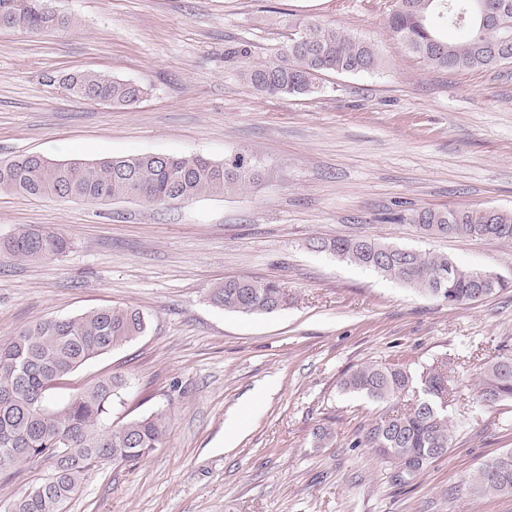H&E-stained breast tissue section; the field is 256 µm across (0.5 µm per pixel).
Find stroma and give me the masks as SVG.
<instances>
[{"instance_id":"stroma-1","label":"stroma","mask_w":512,"mask_h":512,"mask_svg":"<svg viewBox=\"0 0 512 512\" xmlns=\"http://www.w3.org/2000/svg\"><path fill=\"white\" fill-rule=\"evenodd\" d=\"M392 4L56 0L77 26L0 32V158L243 154L259 173L236 195L167 209L0 194V242L48 224L69 243L41 262L0 253V344L40 320L138 308L146 334L85 365L56 401L118 375L113 423L170 417L161 448L132 467L98 465L67 512H512V494L469 488L482 462L512 449V401L484 405L477 389L488 361L512 354V285L449 303L311 246L365 235L512 282V244L428 238L398 220L512 210V64L436 70L391 34ZM306 15L371 41L381 67L324 76L313 95L244 84L235 49L272 59ZM83 70L148 92L109 106L51 82ZM237 276L276 280L283 304L255 316L211 304L210 288ZM394 361L416 373L444 362L454 381L452 446L411 478L353 447L383 408L340 388L347 371ZM322 423L335 438L319 448Z\"/></svg>"}]
</instances>
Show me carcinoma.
Returning a JSON list of instances; mask_svg holds the SVG:
<instances>
[{
    "instance_id": "carcinoma-1",
    "label": "carcinoma",
    "mask_w": 512,
    "mask_h": 512,
    "mask_svg": "<svg viewBox=\"0 0 512 512\" xmlns=\"http://www.w3.org/2000/svg\"><path fill=\"white\" fill-rule=\"evenodd\" d=\"M469 0H395L388 17L393 35L411 52L438 69H484L512 63V0H483L481 24L458 22ZM9 30L37 34L48 27L75 26L71 17L50 21L39 0H0V18ZM292 33L275 59L246 64L239 78L266 95L312 94L326 73L376 70L380 56L370 41L348 34L316 18L290 25ZM61 87L79 100L92 92L114 105H130L147 87L112 76L80 71L59 79ZM257 174L243 154L215 162L196 154L154 153L110 156L96 160H52L41 154H21L0 160V194L56 198L63 195L89 203L133 199L163 208L201 195L231 194ZM402 221L427 237L448 235L492 238L512 244V211L492 209H416ZM68 242L49 227L20 226L0 251L28 261L63 255ZM313 248L343 261L371 269L416 293L449 302H472L508 286L501 276L488 279L482 271L458 265L446 255L386 245L366 236L314 241ZM217 307L242 315L271 313L284 298L272 280L236 277L209 291ZM148 321L139 309L113 305L78 316L36 322L0 345V475L11 476L32 462L47 474L5 512H65L72 495L92 469L107 458L115 465H134L161 447L169 429L165 412L114 425L112 405L125 381L101 378L58 405L56 387L87 362L119 349L145 334ZM420 384L421 393L408 409L392 408L353 441L411 476L445 455L452 445L453 426L444 409L448 375L435 367L415 377L408 367L370 364L345 374L340 387L377 403H391ZM479 400L488 405L512 401V355L489 363L478 384ZM478 496L512 493V450L481 463L470 480Z\"/></svg>"
}]
</instances>
